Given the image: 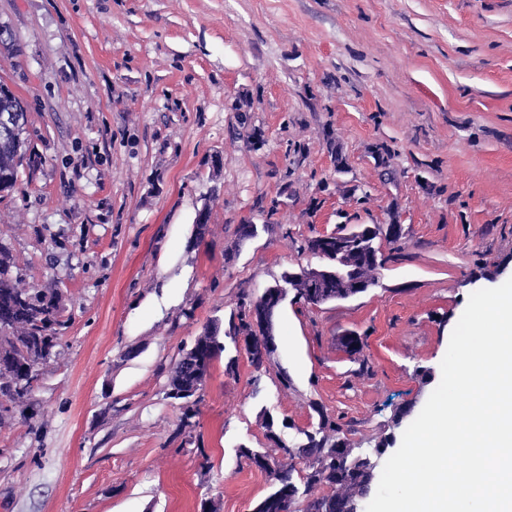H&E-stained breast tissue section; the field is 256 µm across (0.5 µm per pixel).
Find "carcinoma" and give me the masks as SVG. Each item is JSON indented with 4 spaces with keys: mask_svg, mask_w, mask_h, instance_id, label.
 I'll return each mask as SVG.
<instances>
[{
    "mask_svg": "<svg viewBox=\"0 0 512 512\" xmlns=\"http://www.w3.org/2000/svg\"><path fill=\"white\" fill-rule=\"evenodd\" d=\"M27 122L16 126L8 135L0 134V193L13 190L23 167L26 149ZM356 250L355 260L363 266L377 261L385 265V256L380 238L360 235V241H351ZM15 268L12 257L0 251V319L14 320L28 325L25 337L8 349H0V374L8 373L27 377L32 364L45 351H55L60 345L61 334L66 329L55 296L35 288L27 292L18 289L12 272ZM367 291L366 285L352 273L329 283H322L311 292L312 298L303 300L307 305L347 300ZM247 294H242L235 310L231 311L224 329L244 336L250 329L241 316ZM210 358L208 350L195 354L187 349L179 350L169 372L168 388L176 391H191L200 382L197 375L198 357ZM342 425L327 415L319 414V421L312 430L301 432L302 438L290 445L291 458H300L306 463L301 472L292 464L267 466V454L246 446L239 450L240 456L250 464L265 471L270 480V491L260 501L261 512H293V505L302 500L315 485L326 487L319 497H307L308 512H353L354 500L366 493L378 475L374 450L364 451L350 448L338 437Z\"/></svg>",
    "mask_w": 512,
    "mask_h": 512,
    "instance_id": "cac0c4a2",
    "label": "carcinoma"
}]
</instances>
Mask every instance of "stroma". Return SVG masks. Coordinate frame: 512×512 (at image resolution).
<instances>
[{"instance_id": "35a3bbf8", "label": "stroma", "mask_w": 512, "mask_h": 512, "mask_svg": "<svg viewBox=\"0 0 512 512\" xmlns=\"http://www.w3.org/2000/svg\"><path fill=\"white\" fill-rule=\"evenodd\" d=\"M1 22L38 165L0 197V248L69 327L35 426L0 422V512H253L269 479L238 449L277 455L266 418L370 448L419 415L473 273L512 278V0H0ZM394 215L379 286L285 302L270 365L226 375L227 347L184 435L179 349L312 263L305 239Z\"/></svg>"}]
</instances>
